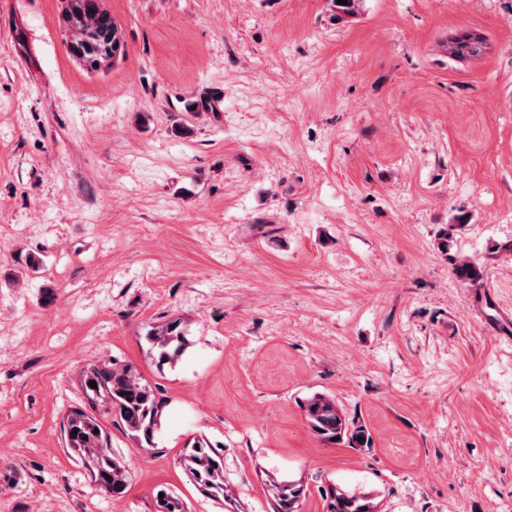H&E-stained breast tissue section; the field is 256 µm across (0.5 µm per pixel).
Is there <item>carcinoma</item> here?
Listing matches in <instances>:
<instances>
[{"mask_svg":"<svg viewBox=\"0 0 512 512\" xmlns=\"http://www.w3.org/2000/svg\"><path fill=\"white\" fill-rule=\"evenodd\" d=\"M64 20L69 29L79 28L71 37L69 50L86 69L99 70L98 64L122 49L118 28L107 15H97L96 0H74V5L65 7ZM484 45L485 38L478 32L463 31L448 36V54L459 61L479 56ZM453 265L462 281L472 282L482 276L480 266L467 257L453 261ZM148 341L161 366L179 357L186 347L185 334L177 319L151 332ZM91 381L96 382V387L89 385ZM81 385L88 402L104 408V413L112 415L113 421L121 424L136 444L154 445L166 401L133 366L120 365L113 358L91 364L83 370ZM301 408L308 428L322 441L348 448L373 447L367 425L358 418H347L337 400L315 393L302 401ZM61 433L65 447L79 456L103 491L117 496L124 493L123 470L112 456L105 428L96 417L75 407L64 419ZM180 462L211 497H224V457L218 447L203 438L197 439L185 448ZM272 491L274 512H298L302 485L283 481L272 485ZM325 496L327 512H376L377 509L369 497L340 487L326 490ZM156 507L157 512H190L184 498L167 490L156 497Z\"/></svg>","mask_w":512,"mask_h":512,"instance_id":"1","label":"carcinoma"}]
</instances>
